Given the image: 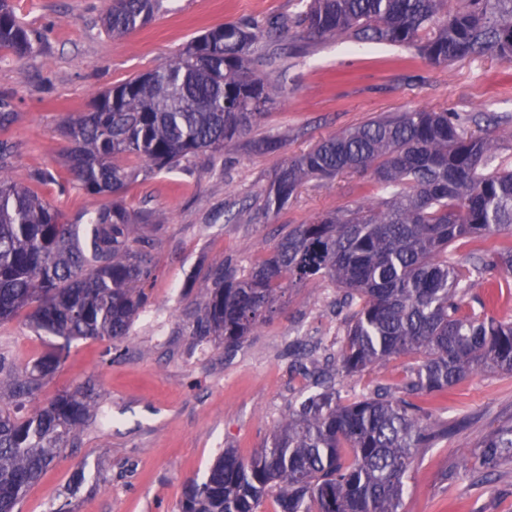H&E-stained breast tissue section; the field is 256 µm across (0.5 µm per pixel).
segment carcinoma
<instances>
[{"label":"carcinoma","mask_w":512,"mask_h":512,"mask_svg":"<svg viewBox=\"0 0 512 512\" xmlns=\"http://www.w3.org/2000/svg\"><path fill=\"white\" fill-rule=\"evenodd\" d=\"M160 0H110L100 18L116 37L145 25ZM293 17L260 26L233 20L193 37L186 50L99 95L93 110L66 117L63 165L70 180L112 201L80 225L32 188L0 180V327L25 314L37 333L118 342L150 304L157 239L122 193L152 171L172 172L226 151L275 103L261 68L270 49L300 27L301 38L387 42L413 48L435 65L489 55L512 63V0H299ZM43 36L0 0V51L28 57ZM498 156L488 136L466 131L445 110H407L330 136L291 158L260 195L277 214L307 180L368 174L381 196L371 205L290 224L270 253L248 270L230 260L209 266L194 335L233 347L276 312L285 284L326 279L351 308L337 355L299 363L317 391L288 408L249 458L232 448L184 489L182 512H258L276 493L277 512H401L415 453L448 437V427L414 399L447 393L480 367L512 372V320L489 313L498 299L487 283L481 311H463L473 282L452 258L456 243L512 232V168L487 171ZM475 271L512 275V250L486 253ZM415 354L401 386L343 399L329 376ZM54 348L22 363L0 349V512H16L58 451L95 418L98 394L63 391L32 413L35 397L63 361ZM512 457V424L490 433L467 470L492 474Z\"/></svg>","instance_id":"1"}]
</instances>
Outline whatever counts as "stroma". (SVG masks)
Segmentation results:
<instances>
[{"mask_svg": "<svg viewBox=\"0 0 512 512\" xmlns=\"http://www.w3.org/2000/svg\"><path fill=\"white\" fill-rule=\"evenodd\" d=\"M9 2L27 28L43 35L44 47L25 58L0 52V112L14 115L0 130V140L14 147L0 176L25 185L31 173L50 172L52 181L38 192L69 222L108 199L66 186L63 115L88 111L99 92L175 57L206 29L297 10L296 0H163L148 25L115 38L100 23L109 0ZM291 46L282 43V71L270 77L276 105L236 149L140 176L124 191L131 213L165 217L164 224L141 228L158 240L151 304L118 345L73 341L54 376L27 402L31 411L90 381L111 423L90 425L61 448L20 501V512H52L63 503L70 512H180L187 479L203 478L224 449L250 456L310 390L293 365L303 353L323 359L342 330L337 304L343 292L331 282L292 286L275 317L233 350L192 334L208 264L229 258L250 267L273 248L283 225L310 222L377 193L366 176L312 179L279 214H266L259 196L290 158L369 119L421 108L455 113L465 129L498 143L499 161L512 162V65L476 56L437 66L389 43L317 39L301 53ZM268 136L282 137V145L251 148V141ZM57 342L37 335L21 317L0 327L1 348L33 359ZM416 361L403 355L366 368L343 379V394L399 390ZM418 403L454 430L417 454L401 512H512L511 458L486 479L462 468L487 435L512 423V373L479 371L452 393ZM80 471L86 484L77 490Z\"/></svg>", "mask_w": 512, "mask_h": 512, "instance_id": "stroma-1", "label": "stroma"}]
</instances>
